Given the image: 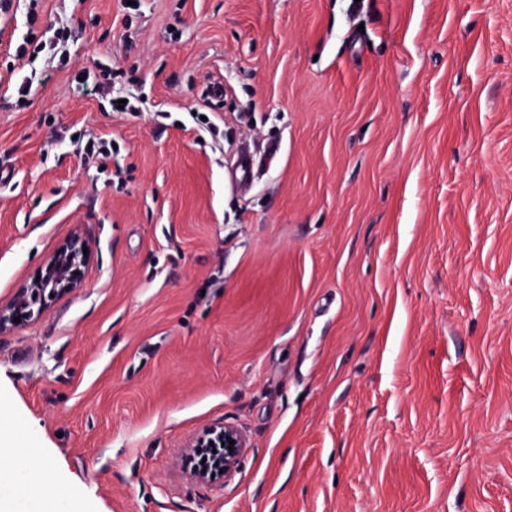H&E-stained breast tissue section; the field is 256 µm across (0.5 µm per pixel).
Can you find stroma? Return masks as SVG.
I'll use <instances>...</instances> for the list:
<instances>
[{"instance_id":"stroma-1","label":"stroma","mask_w":512,"mask_h":512,"mask_svg":"<svg viewBox=\"0 0 512 512\" xmlns=\"http://www.w3.org/2000/svg\"><path fill=\"white\" fill-rule=\"evenodd\" d=\"M0 174V302L91 247L0 408L92 512H512V0H0ZM230 440L234 441L232 451L228 450ZM210 442H213V445H210ZM247 447L245 435L238 428L228 424L204 428L189 446L190 453H211L216 457L218 468L224 471V475L234 470L240 455ZM213 450H216V453H213ZM219 470H195L194 476L201 481H212L218 476Z\"/></svg>"}]
</instances>
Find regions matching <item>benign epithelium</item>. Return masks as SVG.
<instances>
[{
	"instance_id": "benign-epithelium-1",
	"label": "benign epithelium",
	"mask_w": 512,
	"mask_h": 512,
	"mask_svg": "<svg viewBox=\"0 0 512 512\" xmlns=\"http://www.w3.org/2000/svg\"><path fill=\"white\" fill-rule=\"evenodd\" d=\"M88 242L75 236L60 245L53 255L38 269V281H30L18 289L11 300L0 303V333L10 331L29 322L43 312L42 301L50 296H64L80 288L88 273L90 255L83 252ZM20 321H14V318ZM234 444H229V441ZM248 447L245 435L232 425L208 426L190 445V451L197 454L214 453L218 469L196 470L194 476L201 481H212L218 470L224 474L232 472L244 448Z\"/></svg>"
}]
</instances>
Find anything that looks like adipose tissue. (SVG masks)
Returning a JSON list of instances; mask_svg holds the SVG:
<instances>
[{
    "instance_id": "obj_1",
    "label": "adipose tissue",
    "mask_w": 512,
    "mask_h": 512,
    "mask_svg": "<svg viewBox=\"0 0 512 512\" xmlns=\"http://www.w3.org/2000/svg\"><path fill=\"white\" fill-rule=\"evenodd\" d=\"M1 485L8 487L9 493L0 496V512H17L22 503L27 504L28 512H82L74 492H52L45 467L32 464L12 437L0 438Z\"/></svg>"
}]
</instances>
